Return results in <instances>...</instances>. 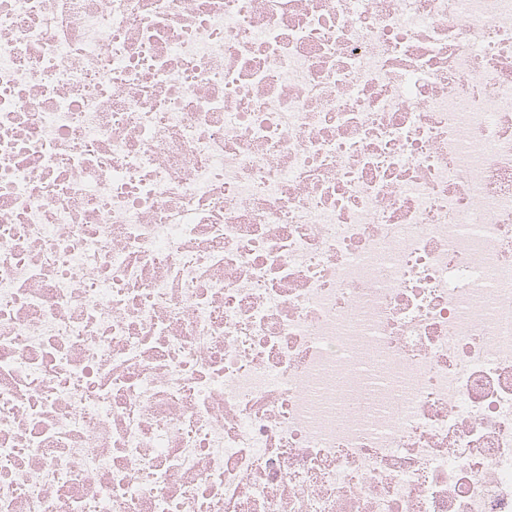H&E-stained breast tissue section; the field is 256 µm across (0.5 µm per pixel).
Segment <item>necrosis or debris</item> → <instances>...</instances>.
<instances>
[{"mask_svg": "<svg viewBox=\"0 0 512 512\" xmlns=\"http://www.w3.org/2000/svg\"><path fill=\"white\" fill-rule=\"evenodd\" d=\"M0 512H512V0H0Z\"/></svg>", "mask_w": 512, "mask_h": 512, "instance_id": "obj_1", "label": "necrosis or debris"}]
</instances>
